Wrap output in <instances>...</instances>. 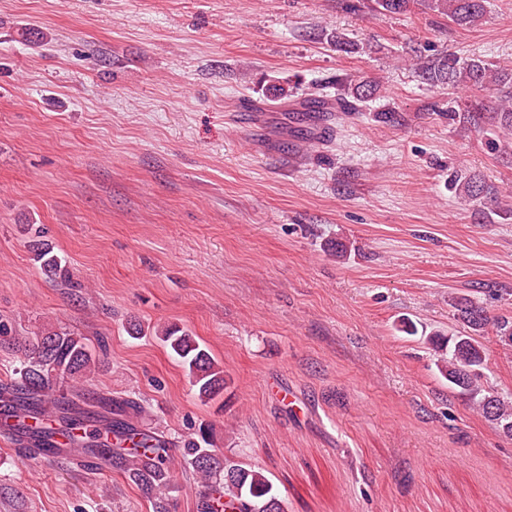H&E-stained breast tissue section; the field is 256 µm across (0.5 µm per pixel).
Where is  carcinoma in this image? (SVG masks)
<instances>
[{"label": "carcinoma", "mask_w": 512, "mask_h": 512, "mask_svg": "<svg viewBox=\"0 0 512 512\" xmlns=\"http://www.w3.org/2000/svg\"><path fill=\"white\" fill-rule=\"evenodd\" d=\"M432 7L443 11L458 25H471L480 20L484 11V0H434ZM422 78L433 86L456 87L463 84L480 91L493 89L500 93L494 120L503 129H512V69L495 68L481 59L461 60L443 57L420 67ZM372 94L367 83L355 87L352 95L336 98L341 112H358L360 104ZM29 248L33 261L48 277L68 280L70 272L52 247L39 239L33 225H27ZM456 310L464 324L473 332H479L493 324L496 336L512 346V318L491 319L485 310L467 298L455 302ZM158 339L181 362L187 371L198 397L211 401L224 394V366L217 362L193 334L176 325L169 324L155 329ZM429 342L439 353V371L454 388L472 396L484 417L512 436V401H506L493 392H481L480 381L484 378V352L479 342L466 334L429 337ZM97 366L86 338L73 333L45 329L28 343L21 384L15 387L13 404L24 410L46 409L55 414L58 421L68 424L77 420H88L90 411L81 403L87 398L79 395L69 397L56 393L55 381L65 377L79 382L91 375ZM97 407L103 414L97 415L96 423H108L112 432L118 434L112 444L102 440V432L91 433L90 440L80 444L81 450L93 455L112 458V463L125 470L146 495H153L162 502L169 488L170 473L152 469L144 459L158 455L163 448L152 436L136 432L133 418L141 414L142 406L133 399L96 398ZM183 459L190 462L205 483L196 505L197 512H204V503L212 494L224 497V505L234 512H284L282 501L273 492V484L260 468L245 467L220 456L212 448V441L205 431L199 438H190L183 444Z\"/></svg>", "instance_id": "obj_1"}]
</instances>
